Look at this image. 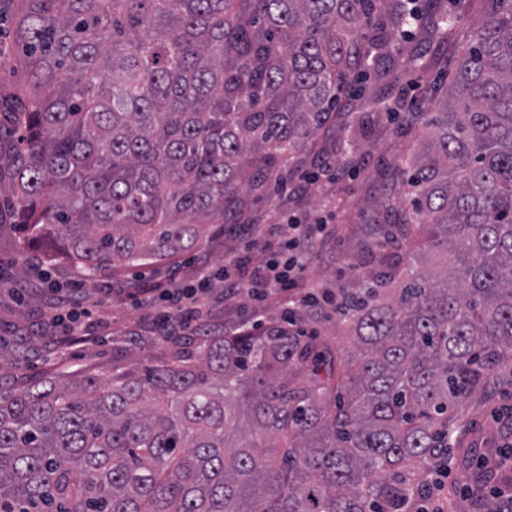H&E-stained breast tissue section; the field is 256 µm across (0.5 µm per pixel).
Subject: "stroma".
<instances>
[{"instance_id": "obj_1", "label": "stroma", "mask_w": 512, "mask_h": 512, "mask_svg": "<svg viewBox=\"0 0 512 512\" xmlns=\"http://www.w3.org/2000/svg\"><path fill=\"white\" fill-rule=\"evenodd\" d=\"M379 88L375 80H365L361 95L352 102L349 131L329 129L318 152L308 156L304 167L293 170L295 183L307 173L319 172L314 184L295 193L278 190L250 196L240 218L225 217L223 223L214 224L206 242L150 267L117 268L90 279L80 264L56 250L44 246L27 250L11 201V180L0 179V351L22 360L21 368L0 372V388L20 390L46 378L106 375L167 362L174 349L164 337L183 335L181 323L160 328L152 306H129L122 298L123 289L153 288L168 283L176 272L185 278L202 263L220 267L238 259L253 266L275 248L285 230L283 217L291 212L310 219L326 214L336 226L333 247L310 266L308 283L317 290L364 287L363 274L376 268L380 254L372 229L391 223L388 202L403 198L401 189L390 182V168L419 138L417 130L393 129L388 113L370 111L369 102ZM243 227L257 231L260 239L249 251L239 234ZM28 261L38 262L48 279L23 275L22 265ZM73 282L81 284L80 298L94 311L86 325L89 338L78 344L62 340L61 326L47 312L50 289ZM255 308L247 293L228 296L219 286L203 318L212 334L221 336L251 324ZM511 404L512 381L506 379L475 394L461 411L465 444L475 448L505 444V427L495 414Z\"/></svg>"}]
</instances>
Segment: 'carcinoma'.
<instances>
[{"label": "carcinoma", "instance_id": "obj_1", "mask_svg": "<svg viewBox=\"0 0 512 512\" xmlns=\"http://www.w3.org/2000/svg\"><path fill=\"white\" fill-rule=\"evenodd\" d=\"M24 83L4 100L26 245L90 275L161 263L262 193L336 116L342 87L413 29L397 0H9ZM462 49L432 128L397 159L409 207L380 247L443 271L366 273L336 313L359 354L284 321L189 339L171 363L0 390V512H392L448 456L458 410L512 373V0Z\"/></svg>", "mask_w": 512, "mask_h": 512}]
</instances>
